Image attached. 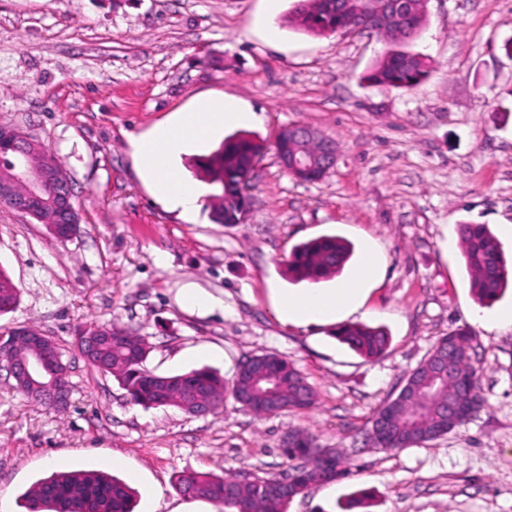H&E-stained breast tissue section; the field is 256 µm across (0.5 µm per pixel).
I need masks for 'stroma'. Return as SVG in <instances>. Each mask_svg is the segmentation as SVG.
Segmentation results:
<instances>
[{"mask_svg": "<svg viewBox=\"0 0 512 512\" xmlns=\"http://www.w3.org/2000/svg\"><path fill=\"white\" fill-rule=\"evenodd\" d=\"M296 0H0V124L36 136L70 176L80 231L55 239L0 206V268L20 290L0 334L32 326L65 348L73 386L67 411L28 402L0 376V493L9 512L50 474L68 469L126 478L136 468L135 512H207L173 487L185 472L258 475L287 469L289 430L337 449L352 477L309 490L288 512H345L358 490L369 512H512V290L480 305L470 290L460 223L487 225L512 256V0H428L416 48L428 79L400 89L363 81L385 49L339 31L291 24ZM202 96L233 97L259 112L246 130L265 149L249 218L217 224L210 207L181 218L152 194L131 136L148 133ZM291 123L336 140L335 166L298 182L273 141ZM335 235L351 256L337 280L367 273L361 311L315 324L282 323L278 297L292 248ZM373 269H366L370 246ZM213 296L207 313L186 288ZM479 313L485 325L471 323ZM90 321L139 328L160 375L207 367L232 383L245 358L275 353L315 393L313 406L257 416L233 398L195 416L129 403L118 384L70 345ZM384 327L380 357L333 338L343 324ZM470 328L485 407L420 446L384 451L366 432L437 339ZM212 349L209 357L194 355Z\"/></svg>", "mask_w": 512, "mask_h": 512, "instance_id": "35a3bbf8", "label": "stroma"}]
</instances>
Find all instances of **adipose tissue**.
<instances>
[{
    "label": "adipose tissue",
    "instance_id": "ef3b65f1",
    "mask_svg": "<svg viewBox=\"0 0 512 512\" xmlns=\"http://www.w3.org/2000/svg\"><path fill=\"white\" fill-rule=\"evenodd\" d=\"M257 112L239 101L221 98L199 99L193 111L177 114L156 125L148 134L133 141L135 159L148 178L153 194L171 210L192 216L202 207L204 189L196 182L173 175L172 167L189 147L204 144L228 125L259 122ZM363 295L360 279L337 284L327 293L307 291L283 295L278 313L283 323L307 324L358 309Z\"/></svg>",
    "mask_w": 512,
    "mask_h": 512
}]
</instances>
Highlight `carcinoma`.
Listing matches in <instances>:
<instances>
[{
  "instance_id": "obj_1",
  "label": "carcinoma",
  "mask_w": 512,
  "mask_h": 512,
  "mask_svg": "<svg viewBox=\"0 0 512 512\" xmlns=\"http://www.w3.org/2000/svg\"><path fill=\"white\" fill-rule=\"evenodd\" d=\"M367 0H298L293 21L301 30L313 35H329L343 30L366 8ZM425 17L416 16L407 25L383 18L377 39L386 50L377 58L362 79L374 84L414 89L427 77L431 59L411 49L422 32ZM263 145L245 135L232 136L209 155L195 158L193 167L213 187L211 218L216 224H241L250 207V198L240 190L243 176L253 171L261 157ZM31 166L49 167L55 173L64 169L45 149L30 155ZM459 235L470 284L476 299L483 303L498 297L508 283L509 270L500 243L484 224H461ZM349 250L335 236H323L301 243L288 256V274L297 281L318 282L336 272L346 261ZM20 291L6 271L0 269V314L13 311ZM97 344L91 366L110 376L125 390L132 401L145 408L175 407L193 412L198 402L220 407L224 395L248 407L257 415L267 411L261 404L268 398L253 388V380L268 374L267 361L274 353L254 356L250 370L226 388L224 379L208 369L183 374L158 375L148 369V342L127 327L115 324L87 323L79 328ZM333 335L351 349L368 358L382 355L388 346L387 333L366 325H346ZM452 340L456 352L453 370L443 389L431 395L423 409H416L422 389L428 387L433 374L437 349L414 369L406 379L411 384L408 397L397 404L391 416V435L377 443L382 449L396 450L432 441L447 434L442 416L448 399L463 398L478 410L484 406L478 369L471 357L472 333L458 328L437 343ZM275 395L287 410H301L313 403L314 392L301 372L288 364V371L277 377ZM288 460L295 462L282 475L260 477L238 473L217 476L206 472H188L178 476L176 487L191 498L209 501L220 512H287L295 498L313 486L332 483L352 475L343 456L334 448H322L304 431L292 433V444L284 449ZM134 489L108 473L90 470L54 472L38 480L24 494L27 512H133Z\"/></svg>"
}]
</instances>
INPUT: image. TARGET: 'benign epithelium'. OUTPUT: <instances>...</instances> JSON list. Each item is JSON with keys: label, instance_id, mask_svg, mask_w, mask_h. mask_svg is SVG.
I'll use <instances>...</instances> for the list:
<instances>
[{"label": "benign epithelium", "instance_id": "7a95c632", "mask_svg": "<svg viewBox=\"0 0 512 512\" xmlns=\"http://www.w3.org/2000/svg\"><path fill=\"white\" fill-rule=\"evenodd\" d=\"M376 11L397 19L413 12L414 6L410 0H382ZM286 130L287 146L291 151L283 168L294 178L299 180L302 174L316 169L325 174L334 167L339 146L333 139L302 124H290ZM42 148L39 140L20 130L0 126V149L6 151V155L0 157V166L10 173L0 180V204L30 218L35 217L39 205H54L61 214L62 223L54 225L50 234L58 240L69 241L79 232V225L73 223L76 208L71 186L66 179L46 170L33 169L28 164L30 154ZM17 180L26 185L22 195L13 191L12 184ZM25 340L37 352L15 358L9 353L11 343L5 341V336H0V371L13 380L15 390L29 398L44 403L49 409L66 408L72 385L60 356L42 347L40 334L28 335Z\"/></svg>", "mask_w": 512, "mask_h": 512}]
</instances>
